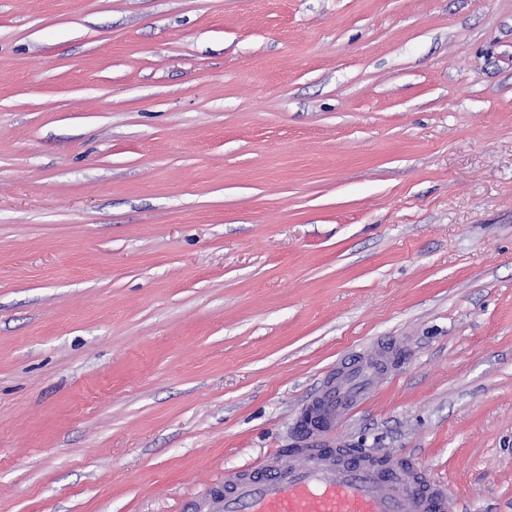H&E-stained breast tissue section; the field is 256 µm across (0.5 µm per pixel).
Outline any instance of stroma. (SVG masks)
I'll return each instance as SVG.
<instances>
[{
	"label": "stroma",
	"instance_id": "stroma-1",
	"mask_svg": "<svg viewBox=\"0 0 512 512\" xmlns=\"http://www.w3.org/2000/svg\"><path fill=\"white\" fill-rule=\"evenodd\" d=\"M336 433L512 512V0H0V512H184Z\"/></svg>",
	"mask_w": 512,
	"mask_h": 512
}]
</instances>
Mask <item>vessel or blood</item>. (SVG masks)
<instances>
[{
	"label": "vessel or blood",
	"instance_id": "1",
	"mask_svg": "<svg viewBox=\"0 0 512 512\" xmlns=\"http://www.w3.org/2000/svg\"><path fill=\"white\" fill-rule=\"evenodd\" d=\"M395 344L381 343L328 373L294 422L297 463L268 454L258 465L225 472L218 495L193 499L195 512H459L445 483L418 467L348 448L332 449L336 428L367 404Z\"/></svg>",
	"mask_w": 512,
	"mask_h": 512
}]
</instances>
